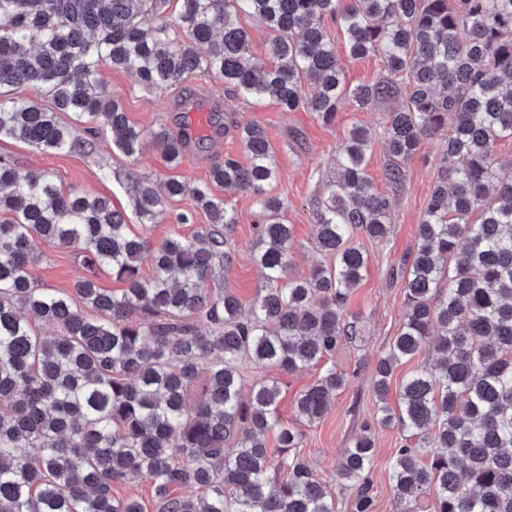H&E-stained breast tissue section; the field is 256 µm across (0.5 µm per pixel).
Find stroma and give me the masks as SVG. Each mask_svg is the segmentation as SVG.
<instances>
[{"label":"stroma","mask_w":512,"mask_h":512,"mask_svg":"<svg viewBox=\"0 0 512 512\" xmlns=\"http://www.w3.org/2000/svg\"><path fill=\"white\" fill-rule=\"evenodd\" d=\"M102 84L108 96L117 101L130 120L154 129L168 125L189 127L193 133L184 159L176 169H168L160 151L147 144L135 158H125L106 138L94 139L91 148L71 154L38 150L9 137L0 138V156L23 169L52 172L65 188L75 187L93 195L109 197L115 207L127 211L129 224L138 218L131 212L130 177L164 180L169 177L193 186L207 181L211 167L226 155L242 156L243 149L235 123L259 121L267 131L278 166V178L269 186L271 195L284 203L287 223L294 226L289 275L304 278L330 258L316 248L312 238L314 209L322 196L325 182L334 174L336 153L353 125H362L374 133L368 154L367 172L378 191L391 201L392 224L389 237L379 242L360 238L369 256L367 272L350 298L349 309L360 318L361 339L336 356V366L349 374L326 417L313 425H304L301 453L314 467L317 477L326 483L336 498L338 512H352L353 495L341 486L338 464L345 448L360 435L364 421L372 419L377 402L372 388L374 365L400 330L405 313L403 260L416 247L417 228L426 209L438 170L444 166L443 150L448 141L441 131L422 140L417 154L406 164V180L395 185L385 172L390 164L382 135L388 112L402 106L396 97L363 110L342 103L334 125L321 124L314 113L283 111L275 100L260 103L229 97L222 81L197 73L182 84L160 90H145L128 73L108 66L101 69ZM220 112L228 128L215 134L210 122H195L196 113ZM220 197L235 209L239 223L233 239L236 257L225 272L222 285L235 292L243 306H250L265 282L255 262L259 220L254 199L249 194L220 190ZM42 257L33 273L40 287L72 291L83 270L73 249L52 243L40 246ZM371 478L374 485L375 512H394L395 501L389 481V465L401 436L395 429H375Z\"/></svg>","instance_id":"35a3bbf8"}]
</instances>
